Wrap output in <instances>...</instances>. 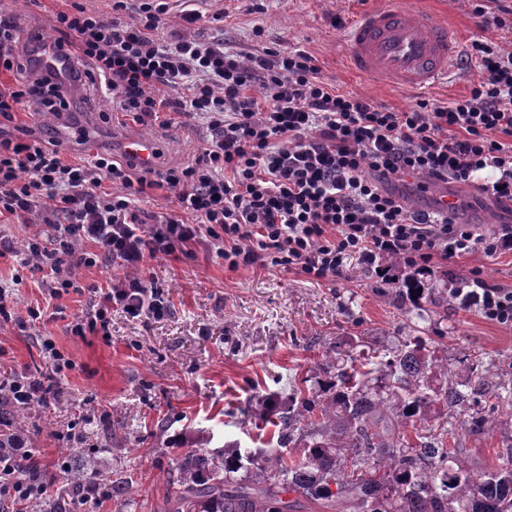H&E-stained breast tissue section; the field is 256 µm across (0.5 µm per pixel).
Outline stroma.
<instances>
[{"label":"stroma","instance_id":"1","mask_svg":"<svg viewBox=\"0 0 512 512\" xmlns=\"http://www.w3.org/2000/svg\"><path fill=\"white\" fill-rule=\"evenodd\" d=\"M376 2L165 0L168 32L184 33L181 16L193 9L202 16L200 31L207 39L238 52L256 53L269 45L306 51L317 58L326 82L340 91L405 110L417 93L366 80L345 63L346 23ZM6 5L22 29L46 37L54 34L55 14L71 7L69 0H7ZM417 6L455 26L464 42L484 35L512 48L511 30H481L470 0H417ZM111 109V96L101 91L75 96L68 123L53 125L69 157L116 154L125 135L144 132L161 145L164 167L185 166L209 137L206 125L195 120L167 129L103 120ZM70 125L84 127V138H69ZM462 207L482 232L512 225V210L481 191L463 193ZM436 271L443 288H453L456 276L477 272L487 286L512 291L511 256L478 253L448 260ZM147 273L167 293L170 316L146 321L116 312L108 335L75 336L66 332L65 319L85 311L87 298L49 297L41 274L22 267L12 254L0 257V279L21 280L15 290L19 308L60 306L66 313L23 329L0 326V347L6 350L0 368L32 376L48 372L40 349L44 336L53 337L73 363L53 379V404L12 413L11 421L31 436L41 464L63 458L90 479L109 481L117 474L133 479L128 492L88 506L87 512H160L181 439L210 434L217 446L235 440L245 448L260 447L261 429L244 422L249 400L274 389L276 379L304 374L331 348L345 349L358 340L389 347L405 336H432L452 360L512 361V326L474 308L459 303L433 308L425 321L402 314L393 295L405 273L399 264L382 276L352 256L341 276L316 280L262 263L231 271L202 251L193 260L149 261ZM448 425L457 433L463 458L472 467L491 468L512 445V404L501 403L481 434L459 417Z\"/></svg>","mask_w":512,"mask_h":512}]
</instances>
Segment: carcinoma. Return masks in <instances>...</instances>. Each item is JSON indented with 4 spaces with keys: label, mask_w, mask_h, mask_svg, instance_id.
I'll return each mask as SVG.
<instances>
[{
    "label": "carcinoma",
    "mask_w": 512,
    "mask_h": 512,
    "mask_svg": "<svg viewBox=\"0 0 512 512\" xmlns=\"http://www.w3.org/2000/svg\"><path fill=\"white\" fill-rule=\"evenodd\" d=\"M434 273L408 270L395 291L406 313L463 300L474 284L436 288ZM428 337L392 348L351 345L257 398L251 419L273 428L263 448L201 439L180 453L163 512H297L304 498L328 512H512V448L489 470L467 466L432 426L442 407L470 399L512 401V363L448 367ZM410 424L414 438L395 433ZM74 501L107 484L66 473Z\"/></svg>",
    "instance_id": "obj_1"
}]
</instances>
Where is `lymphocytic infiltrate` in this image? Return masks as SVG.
Wrapping results in <instances>:
<instances>
[{
    "mask_svg": "<svg viewBox=\"0 0 512 512\" xmlns=\"http://www.w3.org/2000/svg\"><path fill=\"white\" fill-rule=\"evenodd\" d=\"M112 0L113 18L81 5L53 18L56 50L70 80L35 69L39 48L20 44L14 14L0 10V118L32 110L63 118L71 82L112 97L117 116L171 127L181 118L206 123L210 136L195 163L144 169L100 153L67 160L56 139L27 127L0 137V216L24 224L0 251L43 274L50 297L86 296L88 310L67 325L75 336L107 333L114 311L134 319L171 313L162 288L145 276L148 261L192 259L198 249L236 270L263 260L314 279L341 276L352 255L367 266L399 262L430 268L437 259L512 251V225L483 234L408 206L390 182L418 174L428 182H479L512 203V51L487 38L470 43L479 77L469 95L423 98L396 110L324 81L316 59L275 46L230 52L201 35L166 39V9ZM176 91L157 97L159 88ZM111 190H103V182ZM172 193L177 210L146 212L141 197ZM111 263L123 271L107 286L84 283L81 269ZM492 320L512 325V292L480 287L464 298ZM51 386L36 377L0 380V401L22 412L48 406ZM33 441L0 429V504L52 495L55 476L33 481L21 471Z\"/></svg>",
    "mask_w": 512,
    "mask_h": 512,
    "instance_id": "1",
    "label": "lymphocytic infiltrate"
}]
</instances>
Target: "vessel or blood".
Returning <instances> with one entry per match:
<instances>
[{
    "label": "vessel or blood",
    "instance_id": "b4317fda",
    "mask_svg": "<svg viewBox=\"0 0 512 512\" xmlns=\"http://www.w3.org/2000/svg\"><path fill=\"white\" fill-rule=\"evenodd\" d=\"M346 63L356 74L402 90L427 91L459 69L463 55L455 29L427 18L413 0H381L357 17L345 33ZM123 152L137 164L155 167L160 145L147 136L122 141ZM436 213L463 224L468 216L446 188L426 190Z\"/></svg>",
    "mask_w": 512,
    "mask_h": 512
}]
</instances>
